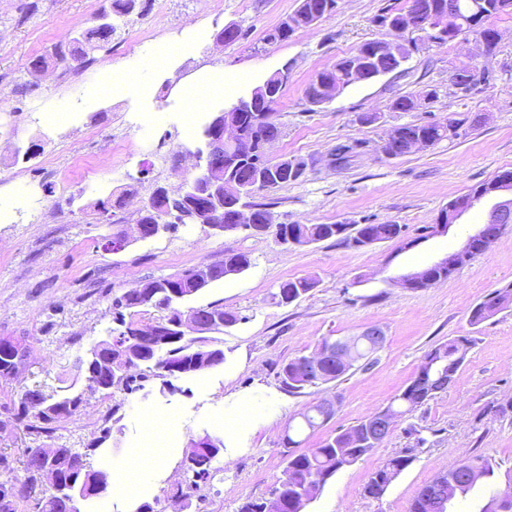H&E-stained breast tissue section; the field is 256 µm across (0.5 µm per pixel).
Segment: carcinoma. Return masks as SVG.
I'll list each match as a JSON object with an SVG mask.
<instances>
[{"label":"carcinoma","instance_id":"carcinoma-1","mask_svg":"<svg viewBox=\"0 0 512 512\" xmlns=\"http://www.w3.org/2000/svg\"><path fill=\"white\" fill-rule=\"evenodd\" d=\"M112 6V24L107 26H91L74 32V37L57 43L51 51L37 56L29 62L28 73L35 77L44 70L53 67H86L95 61L93 53L112 50V39L117 30L128 23L120 10L137 7L136 14L146 15L152 6V0H108ZM329 0H300L296 13L270 30L265 37L269 44L286 41L293 30L295 22L304 28L318 25L324 18L325 7ZM512 10V0H406L400 8L389 6L379 15V23L386 26L385 20L400 19V16L411 11L421 19L424 26H437L446 31L454 28L463 31L469 21L480 17L488 24L487 32L497 34L495 21L501 15ZM408 51L404 44L392 34L362 43L353 52L339 58L336 62L315 73L305 90L307 102L312 106H320L324 101L319 99L318 87L332 81L339 90L350 86L349 75L352 71L362 72L367 79L377 78L400 70ZM469 64L453 68L450 82L466 88L463 96L469 97L481 92V89L469 87L466 80ZM437 98L435 89L422 92L419 98L409 95L394 99L390 109L395 112H410L420 105V101ZM278 99L260 97L255 100L252 108L241 113L240 121L244 129L262 138L281 135L282 130L274 120L275 106ZM464 121L445 119L420 124H403L393 130L384 141L382 150L388 155L407 154V144L418 140L429 148L438 142L458 136V130ZM305 162L296 159L288 160L291 170L283 171V162L268 160V166L262 170L265 181L269 185L258 187L247 196V205L256 209L261 220L273 221L269 204L254 201L255 195L283 187L300 181L305 172L301 166ZM183 202L174 197L168 202L154 205V210L140 214L138 223L160 225L165 216L174 210H183ZM401 226L398 224H277L275 236L283 241L293 240L297 246H307L321 241L336 239L351 240L358 244L366 239L369 243H379L399 236ZM251 265L250 257L245 253L226 252L224 260L211 264V281L216 282L227 276L238 275ZM191 271L159 278L147 279L142 282V296L134 299L124 292L112 301L115 327L109 330L107 338L97 342L89 353L76 360V378L86 381V389L75 390V384L68 385L70 393L55 397L41 389L26 391L11 406L6 408L5 417L0 419V429L14 422L25 423L28 435L51 438L58 430L59 424L80 413L87 403L86 393H93L97 388L92 383L104 386L102 394L109 397L112 390L127 387L131 378L115 374L110 368L96 366L97 359H120L133 356L139 359V365L148 368L158 377H192L204 370L216 367L224 362V350L217 345L214 332H221L239 321L235 314L224 311L220 305L210 304L203 307H189L181 310L185 302L201 292L189 284ZM315 283L307 279L286 280L279 286L276 294L278 304L289 305L308 293ZM512 305V289L504 288L489 294L485 300L473 307L470 313V324L479 325L498 311ZM147 308L163 311L158 321L181 323L197 322L203 326L198 336H184L176 341H168L159 336L157 339L142 342L136 335L139 322L135 317ZM328 345L323 340L319 347L310 355H301L288 360L280 366L277 376L281 385L291 393L300 394L311 386L336 381L343 377L355 363L371 361L374 351L365 347L357 348L354 361L338 363L333 358L318 360V355ZM470 340L451 339L435 345L428 350L418 369L404 390L393 400L387 410L405 415L416 407L434 397L428 389L429 383L435 381L438 372L459 370L465 356L457 355V351H467ZM369 419H364L345 431L329 437L323 443L308 452H287L286 466L282 477L278 480L275 490H285L287 499L280 512H304L308 503L320 490V486L312 487L309 480L313 472H327L331 475L351 465L366 455L376 443L369 439ZM110 438V428L103 429V435L86 448L78 452L73 448L60 446L56 453L46 459L38 457L39 449L26 448L22 452L21 469L23 478L16 476L0 481V512H28V508L36 512H70L68 505L69 488L75 487L83 491V502L89 503L99 496L97 485L104 471L94 468L92 457L100 445ZM224 450V442L217 437L204 447L189 448L187 459L192 482H205L213 477L212 463ZM412 463V457L400 455L391 458L383 467L377 469L365 487V493L372 498H380L394 479ZM467 470L476 473L477 480H488L494 476V464L482 455H473L461 462ZM476 484L470 480H462L457 475L453 482L443 481L437 484L438 493L456 503L474 490Z\"/></svg>","mask_w":512,"mask_h":512}]
</instances>
